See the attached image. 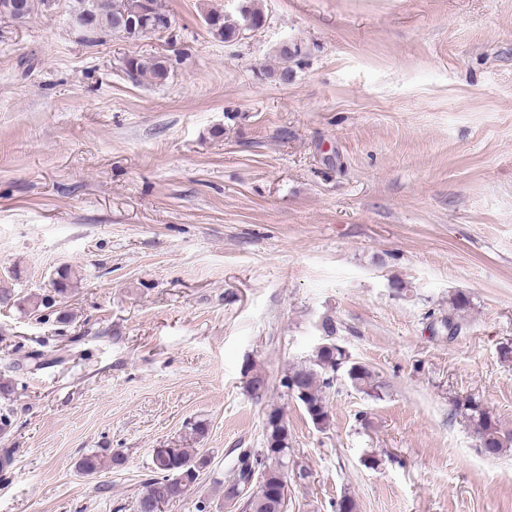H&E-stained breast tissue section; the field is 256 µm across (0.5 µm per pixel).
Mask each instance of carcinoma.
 <instances>
[{
  "label": "carcinoma",
  "instance_id": "obj_1",
  "mask_svg": "<svg viewBox=\"0 0 512 512\" xmlns=\"http://www.w3.org/2000/svg\"><path fill=\"white\" fill-rule=\"evenodd\" d=\"M25 9L21 23H26L35 16L48 15V0H24ZM134 0H71L70 11L87 14L90 17L85 36L92 38L98 34H114L122 29L130 5ZM251 18L256 28L266 22L263 11L255 0H242L238 16L233 17L219 10H211L205 16V23L211 35L224 42H232L242 31L245 18ZM304 55L302 47L296 43H284L278 50V65L264 73L265 78L278 83L288 82L293 74V66ZM172 64L166 57L149 60L129 58L125 62L128 76L136 81L163 85L171 72ZM324 334L323 343L332 348L317 347L307 360L288 368L281 380V386L288 396L294 398L304 409L310 422L318 429L324 430L331 422V412L326 401L325 390L332 387L334 375H343L352 387L371 397L378 398L380 385L371 370L350 360L344 346L337 343L336 323L326 318L321 323ZM71 345L59 346L49 353L33 350L27 359L39 368L47 364H59L71 357ZM469 420L473 423L479 442L480 451L490 457L502 454L512 447V433L500 429L497 421L483 405L469 398L463 403ZM290 429L284 411L279 406H272L266 413L265 432L262 447L242 448L237 454L233 466L224 475V499L233 502L244 500L248 512H283L286 498L276 501L270 497L261 499L243 498L244 491L259 475H266L270 480L288 479V449ZM122 464V457L117 454L105 460L91 454L78 461V469L86 475H93L107 465ZM204 465V459L197 456L194 448H158L152 459V475L146 480L143 492L137 504L136 512H148L143 503L160 499L163 504L182 498L198 478V467Z\"/></svg>",
  "mask_w": 512,
  "mask_h": 512
}]
</instances>
